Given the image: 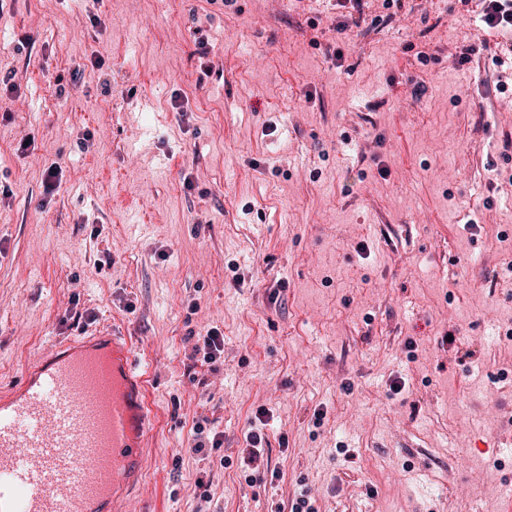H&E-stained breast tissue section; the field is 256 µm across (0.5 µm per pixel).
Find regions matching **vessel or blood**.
I'll return each instance as SVG.
<instances>
[{
    "mask_svg": "<svg viewBox=\"0 0 512 512\" xmlns=\"http://www.w3.org/2000/svg\"><path fill=\"white\" fill-rule=\"evenodd\" d=\"M153 428L129 339L96 330L0 389V512H122Z\"/></svg>",
    "mask_w": 512,
    "mask_h": 512,
    "instance_id": "obj_1",
    "label": "vessel or blood"
}]
</instances>
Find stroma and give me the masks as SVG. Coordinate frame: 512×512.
I'll use <instances>...</instances> for the list:
<instances>
[{
    "label": "stroma",
    "mask_w": 512,
    "mask_h": 512,
    "mask_svg": "<svg viewBox=\"0 0 512 512\" xmlns=\"http://www.w3.org/2000/svg\"><path fill=\"white\" fill-rule=\"evenodd\" d=\"M478 12L0 0V388L57 343L129 336L155 423L125 512H288L303 491L316 512H498L512 39ZM199 424L222 448L193 452ZM218 328H211L205 336H202V345L196 344L193 349V355L202 353L204 362L214 363L220 358L224 351V337Z\"/></svg>",
    "instance_id": "1"
}]
</instances>
